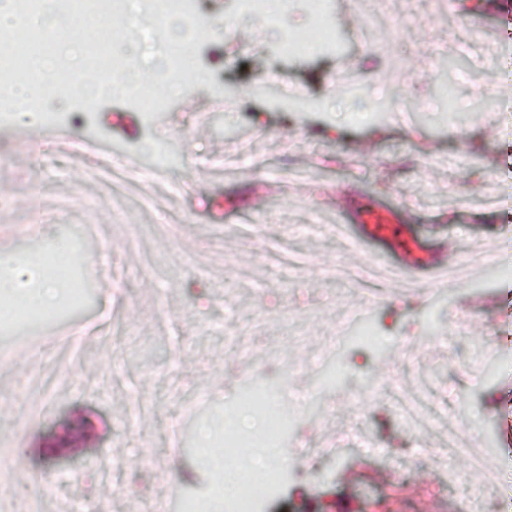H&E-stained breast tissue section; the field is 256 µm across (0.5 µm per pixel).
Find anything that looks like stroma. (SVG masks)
<instances>
[{
	"label": "stroma",
	"instance_id": "stroma-1",
	"mask_svg": "<svg viewBox=\"0 0 512 512\" xmlns=\"http://www.w3.org/2000/svg\"><path fill=\"white\" fill-rule=\"evenodd\" d=\"M452 12L417 19L401 44L378 54L350 51L345 62L326 53L307 60L281 56L260 26L232 29V0H199L206 39L191 41L193 25L171 21L190 40L200 79L189 92L145 118L120 97L85 113L75 90L62 122L72 137L104 143L112 170H89L82 159L56 169L38 151L50 126L0 125V251L36 254L52 241H79L92 297L68 319L0 334V449L17 466L6 491L24 498L33 479L58 487L42 512H181L185 498L204 493L212 474L199 461L195 434L219 407L255 382L295 392L318 371L313 356L327 350L344 371L340 387L321 395L297 422L286 454L296 475L267 512H469L472 485L483 472L455 459L449 472L422 461V437L389 401L354 393L368 374L420 384L435 403L459 392V404L494 438L496 421L512 416V350L474 357L465 316L483 319L497 336L512 337V282L494 263L512 266V59L499 43V19L488 0H453ZM477 23L484 36L481 66L462 93L478 117L442 122L418 111L442 73L438 49L448 47L449 23ZM351 68L362 79L389 75L409 109L383 123L349 125L330 112L334 74ZM284 72L304 88L308 104L279 108L260 73ZM142 170L152 180H139ZM95 206H86L89 196ZM364 195L401 206L415 218L409 234L442 259L467 261L475 241L491 256L475 276L458 273L450 288L423 293L393 287L369 302L367 288L383 274L385 254L373 242L343 234L338 207ZM112 263L99 259V237ZM370 321L383 349H330L349 333L343 310ZM454 334L452 346L439 339ZM245 346L248 360L227 356L224 340ZM416 342L411 371L393 356ZM121 360L124 378L112 375ZM30 403L29 423L11 421L14 400ZM147 413L140 427L127 415ZM180 428L182 444L163 458L127 467L112 479L115 458L141 449L161 424ZM382 448L359 451L356 428ZM69 436L65 455L48 453ZM318 449L315 457L306 456Z\"/></svg>",
	"mask_w": 512,
	"mask_h": 512
}]
</instances>
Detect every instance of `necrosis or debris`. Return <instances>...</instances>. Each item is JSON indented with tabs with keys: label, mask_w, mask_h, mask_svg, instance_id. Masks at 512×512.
Instances as JSON below:
<instances>
[{
	"label": "necrosis or debris",
	"mask_w": 512,
	"mask_h": 512,
	"mask_svg": "<svg viewBox=\"0 0 512 512\" xmlns=\"http://www.w3.org/2000/svg\"><path fill=\"white\" fill-rule=\"evenodd\" d=\"M136 2L10 0L14 19L0 26V37L13 43L14 56L0 63V123L14 117L17 111L14 101L33 78V46H41L52 64L53 95L67 99L72 94L77 73L67 59L58 55L56 43L43 21L49 11L61 19L104 22L103 42L89 51L95 66L109 75L108 81L99 85V92L121 95L144 109H157L170 101L172 94L193 86L196 70L186 61L185 46L171 40L168 23L172 20L194 22V37L203 38L205 29L195 22L197 0H151L143 21L133 24L129 18ZM303 2L307 23L301 27L288 20L289 0H233L232 17L239 26L262 24L276 36L280 52L286 57H310L335 50L339 30L332 20L328 0ZM369 3L370 0H351L352 12L360 16L353 43L359 48L376 51L382 41H397L408 20L384 9H372ZM146 37L162 46L156 60L168 92L151 91L143 86L141 77L134 74V51ZM448 39L468 66L458 71L455 80L443 83L439 94L422 103L421 109L447 113L453 120L469 106L468 99L459 96L458 86L471 78L472 68L478 62L473 48L481 36L470 24L450 28ZM336 77L345 85L348 97H366L376 105L375 110L353 113V120L374 121L385 113L399 111L397 100L381 82L374 80L363 84L352 73L341 70ZM73 260V251L69 248L60 251L51 247L39 254L36 258L39 277L35 285L51 289L52 298L41 307L31 304L23 294L0 293V328L10 329L61 309L77 291L71 276ZM342 375L339 368L325 370L312 387L286 404L281 401V389L254 386L250 395L238 396L223 413L203 424L198 430V443L214 471L213 482L205 494L186 499L182 512H267L268 503L279 496L293 472L281 457L287 434L319 394L338 386ZM375 390L396 403L401 414L419 427L422 436L447 439V448L429 453L432 464L463 456L484 469L495 458L496 449L484 445L479 434L470 423L462 421L459 410L453 406H438L427 396L410 397L400 383L381 382Z\"/></svg>",
	"instance_id": "1"
}]
</instances>
